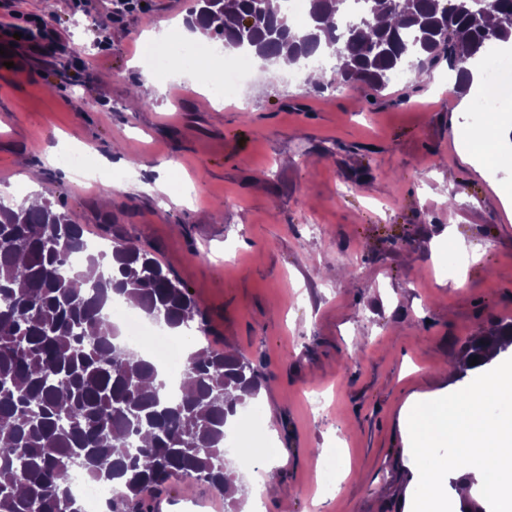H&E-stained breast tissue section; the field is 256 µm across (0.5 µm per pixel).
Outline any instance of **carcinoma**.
Wrapping results in <instances>:
<instances>
[{
    "label": "carcinoma",
    "instance_id": "obj_1",
    "mask_svg": "<svg viewBox=\"0 0 512 512\" xmlns=\"http://www.w3.org/2000/svg\"><path fill=\"white\" fill-rule=\"evenodd\" d=\"M200 22L223 48L273 66L322 54L334 60L332 84L385 87L408 66L441 58L466 65L512 41V0L479 10L463 0H309L296 25L281 0H198ZM84 229L48 200L37 208L0 203V512H81L70 477L108 483L107 512H147L149 494L172 481L207 483L233 512L234 484L224 432L242 390L256 396L263 374L232 350L202 347L183 371L192 389L168 392L157 368L116 338L112 298H136L169 329L205 330L187 289L150 253L121 236L89 254ZM476 338L481 353L508 335Z\"/></svg>",
    "mask_w": 512,
    "mask_h": 512
}]
</instances>
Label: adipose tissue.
<instances>
[{"label":"adipose tissue","instance_id":"adipose-tissue-1","mask_svg":"<svg viewBox=\"0 0 512 512\" xmlns=\"http://www.w3.org/2000/svg\"><path fill=\"white\" fill-rule=\"evenodd\" d=\"M495 403H512L511 368L484 373L475 388L418 408L407 456L425 474L420 512H448V465L436 455L441 447L462 463L460 487L470 473L483 471L501 512H512V418L494 415Z\"/></svg>","mask_w":512,"mask_h":512}]
</instances>
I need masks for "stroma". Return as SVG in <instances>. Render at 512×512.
<instances>
[{
	"label": "stroma",
	"mask_w": 512,
	"mask_h": 512,
	"mask_svg": "<svg viewBox=\"0 0 512 512\" xmlns=\"http://www.w3.org/2000/svg\"><path fill=\"white\" fill-rule=\"evenodd\" d=\"M192 0H20L58 29L42 56L0 36V197L55 202L93 236L154 253L204 312L217 347L265 375L247 410L281 475L231 459L242 512H407L424 487L406 455L416 408L476 387L455 365L512 322V167L465 154L475 99L447 60L426 79L314 89L264 69L213 107L191 66L145 83L151 34ZM149 102L129 111L131 93ZM90 152L129 181L92 183L61 159ZM181 179L184 194L156 191Z\"/></svg>",
	"instance_id": "obj_1"
}]
</instances>
